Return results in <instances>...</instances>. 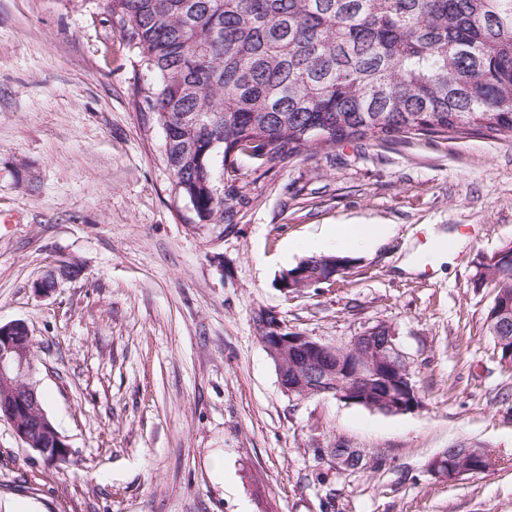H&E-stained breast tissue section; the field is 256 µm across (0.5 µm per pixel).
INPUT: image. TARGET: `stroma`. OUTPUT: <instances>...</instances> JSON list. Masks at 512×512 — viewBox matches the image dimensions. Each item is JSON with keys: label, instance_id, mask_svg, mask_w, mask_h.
<instances>
[{"label": "stroma", "instance_id": "obj_1", "mask_svg": "<svg viewBox=\"0 0 512 512\" xmlns=\"http://www.w3.org/2000/svg\"><path fill=\"white\" fill-rule=\"evenodd\" d=\"M141 76L105 0H0V324L28 325L71 448L49 464L0 420V512H512V369L486 328L494 291L474 285L512 242V142L244 157L223 223L194 224L134 110ZM379 224L377 246L329 247L349 261L333 284L281 288L313 242ZM454 233L448 260L423 244ZM269 316L333 345L392 326L421 408L288 395ZM459 444L496 466L432 475Z\"/></svg>", "mask_w": 512, "mask_h": 512}]
</instances>
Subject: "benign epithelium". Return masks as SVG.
<instances>
[{
  "label": "benign epithelium",
  "mask_w": 512,
  "mask_h": 512,
  "mask_svg": "<svg viewBox=\"0 0 512 512\" xmlns=\"http://www.w3.org/2000/svg\"><path fill=\"white\" fill-rule=\"evenodd\" d=\"M315 264L327 266L330 274L305 279L299 271L287 272L281 287L286 291L317 288L335 282L348 268V262L326 256L307 260L300 267ZM260 339L274 363L281 388L291 396L333 395L390 415L413 413L422 406L410 362L399 348L396 330L387 324H378L347 344L335 346L288 332L277 321H265ZM30 346L31 336L24 322L0 325V420L10 422L25 447L59 463L69 455V446L48 417L36 384L25 380L33 370ZM495 463L487 450L463 445L450 454L435 456L428 470L438 478L455 481L487 471Z\"/></svg>",
  "instance_id": "obj_1"
}]
</instances>
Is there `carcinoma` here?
I'll use <instances>...</instances> for the list:
<instances>
[{
    "mask_svg": "<svg viewBox=\"0 0 512 512\" xmlns=\"http://www.w3.org/2000/svg\"><path fill=\"white\" fill-rule=\"evenodd\" d=\"M144 72L171 193L198 224L259 166L395 138L512 141V0H107ZM512 301V265L480 263Z\"/></svg>",
    "mask_w": 512,
    "mask_h": 512,
    "instance_id": "obj_1",
    "label": "carcinoma"
}]
</instances>
